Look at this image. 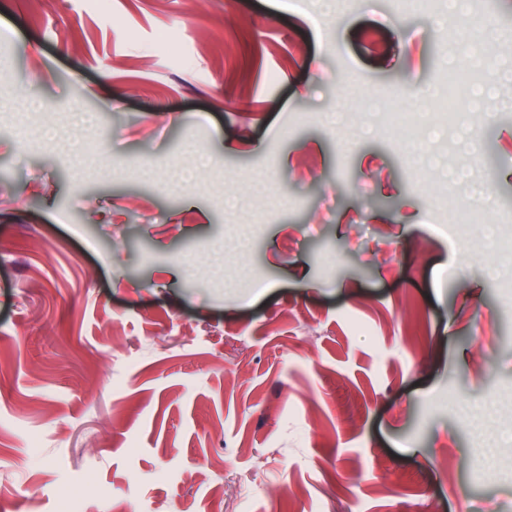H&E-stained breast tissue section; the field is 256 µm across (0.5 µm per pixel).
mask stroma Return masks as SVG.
<instances>
[{
    "label": "stroma",
    "instance_id": "obj_1",
    "mask_svg": "<svg viewBox=\"0 0 512 512\" xmlns=\"http://www.w3.org/2000/svg\"><path fill=\"white\" fill-rule=\"evenodd\" d=\"M0 512H512V0H0ZM494 96L425 125L394 88ZM81 97L82 111L71 107ZM430 101L434 108L439 112H432L426 114H420L419 112H408L409 109H406V99L403 96H400L397 103V111L393 112L397 121L403 127L404 137L402 139V149L404 157L407 159V162L410 164L412 168L419 167L418 155L415 151L413 153L414 147L418 139V129L420 124V117L425 116L427 118H435L439 115L447 116L448 110V102L447 98L444 96V89L440 87H431L428 95L423 97ZM444 109V110H443Z\"/></svg>",
    "mask_w": 512,
    "mask_h": 512
}]
</instances>
